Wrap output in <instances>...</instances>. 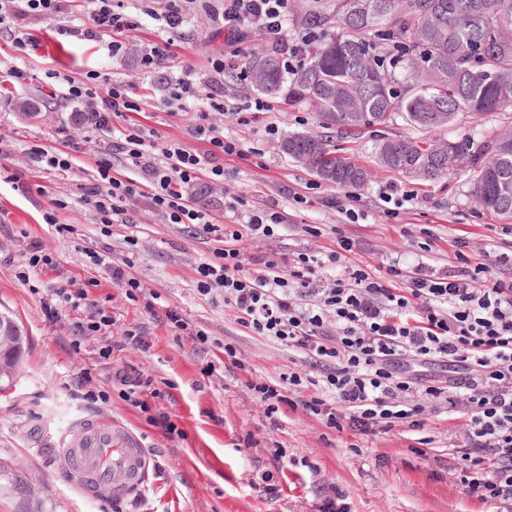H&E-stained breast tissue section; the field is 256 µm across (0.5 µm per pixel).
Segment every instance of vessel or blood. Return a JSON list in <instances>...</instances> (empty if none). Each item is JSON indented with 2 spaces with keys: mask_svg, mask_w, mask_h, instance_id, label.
I'll return each instance as SVG.
<instances>
[{
  "mask_svg": "<svg viewBox=\"0 0 512 512\" xmlns=\"http://www.w3.org/2000/svg\"><path fill=\"white\" fill-rule=\"evenodd\" d=\"M78 434L62 448L58 465L73 484L101 502L143 494L150 460L125 427L94 417L76 421Z\"/></svg>",
  "mask_w": 512,
  "mask_h": 512,
  "instance_id": "obj_1",
  "label": "vessel or blood"
}]
</instances>
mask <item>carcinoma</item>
<instances>
[{
    "label": "carcinoma",
    "mask_w": 512,
    "mask_h": 512,
    "mask_svg": "<svg viewBox=\"0 0 512 512\" xmlns=\"http://www.w3.org/2000/svg\"><path fill=\"white\" fill-rule=\"evenodd\" d=\"M331 21L335 30L307 44L295 69L284 67L277 48L246 62L258 93L317 109L323 132L288 135L286 154L330 184L360 188L372 172L326 131L372 132L382 168L434 183L467 167L479 207L511 224L512 137L445 142L436 134L464 115L512 109V0H336L334 18L309 16L316 27ZM397 116L431 138L387 135Z\"/></svg>",
    "instance_id": "obj_1"
}]
</instances>
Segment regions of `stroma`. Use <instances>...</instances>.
<instances>
[{"label": "stroma", "instance_id": "35a3bbf8", "mask_svg": "<svg viewBox=\"0 0 512 512\" xmlns=\"http://www.w3.org/2000/svg\"><path fill=\"white\" fill-rule=\"evenodd\" d=\"M125 5L138 28L124 57L112 58L102 44L79 41L66 45L52 63L42 50L21 52L16 63L28 80L0 93V310L12 312L28 336L24 370L11 390L0 393V512H315L331 486L346 492L348 512H481V504L448 472L450 440L443 418H425L423 433L434 438L438 454L434 461L418 458L405 432L357 439L298 410L268 419L244 387L241 371L225 368L224 344L236 348L257 378L275 379L308 366L301 354L239 326L222 292H198L196 267L210 256L213 241L193 225L165 223L143 202L131 208L126 223L102 228L92 210L77 204L89 175L78 168L52 174L33 161L31 148L45 143L54 128L87 155L98 152L87 125L78 120L81 104L42 93L48 68L63 73L79 68L127 84L142 124L161 139L203 150L189 132L197 104L167 99L174 70L147 78L139 68L142 53L168 36L162 21L146 15L144 0H125ZM220 9L219 0H197L177 35L179 59L201 83L209 75L211 55L225 50L223 40L207 37L210 16ZM267 47L265 38L256 36L241 45L239 59L224 72V134L241 143L245 156L224 158L222 164L232 193L287 211L290 224L278 230L272 248L287 255L313 254L341 235L353 244V260L382 270L392 259L416 252L421 231L428 228L437 238L440 267L453 270L457 262L449 242L458 230L469 231L479 248L512 239L503 224L477 207L469 169L426 186L378 168L374 143L364 135L346 144L371 169L370 182L360 189L336 188L279 149L288 134L320 132L311 107L287 110L273 103L250 125H238L235 113L254 111L258 98L241 60ZM389 183L411 196L392 216L380 199ZM299 194L304 203L296 202ZM58 197L72 203L58 213L71 227L61 235L43 220ZM350 208L363 211L364 219L351 221ZM306 224L324 225L326 232L312 238L302 230ZM34 244L50 252L58 268L24 283L16 277L17 265ZM94 251L115 262L132 258L135 276L157 298L154 310L127 299L108 269L90 267L88 255ZM90 277L96 285L88 290V307L114 313L116 323L78 338L74 325L85 310L63 305L51 316L44 301L52 289ZM170 308L205 330L208 344L160 322L159 314ZM136 329L145 347H121L124 331ZM110 342L117 351L110 360L100 359V349ZM118 370L152 377L155 386L165 387L167 395L156 406L170 415L176 435L165 434L119 395L111 380ZM89 416L119 420L140 437L153 458L147 494L93 502L59 470L73 422ZM274 446L287 449L291 466L272 459ZM265 472L281 489L277 498L264 492L260 476Z\"/></svg>", "mask_w": 512, "mask_h": 512}]
</instances>
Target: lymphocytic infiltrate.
Listing matches in <instances>:
<instances>
[{
  "mask_svg": "<svg viewBox=\"0 0 512 512\" xmlns=\"http://www.w3.org/2000/svg\"><path fill=\"white\" fill-rule=\"evenodd\" d=\"M291 2L224 0L215 33L234 45L258 29L281 44ZM31 18L52 21L57 44L102 40L115 58L124 55L135 28L121 0H0V24L9 23L12 47H37ZM209 64L208 94L200 93L188 67L168 86L171 100L207 104L190 128L207 146L202 153L178 142L156 143L154 131L125 121L124 85L99 82L91 72L46 71L50 87L83 104L107 150L122 154L135 171L117 177L111 160L95 158L94 182L81 204L92 206L101 223L122 224L130 206L145 198L166 223L196 225L214 241L211 256L196 268L198 292L223 291L241 327L304 355L317 371L247 380L267 416L299 409L327 428L362 438L402 428L417 433L414 452L427 459L433 440L423 433V416L445 415L458 437L452 467L458 483L495 512H512V280L497 273L512 264V254L480 257L472 239L461 235L454 241L459 268L452 273L432 264L428 239L414 263L394 259L382 275L348 264L352 245L343 237L315 255L272 249L245 255L242 237L272 239L288 215L254 205L228 224L218 211L191 205L190 190L224 192L217 160L243 153L216 121L224 112L214 97L224 87L223 55ZM309 385L313 394L301 396Z\"/></svg>",
  "mask_w": 512,
  "mask_h": 512,
  "instance_id": "lymphocytic-infiltrate-1",
  "label": "lymphocytic infiltrate"
}]
</instances>
